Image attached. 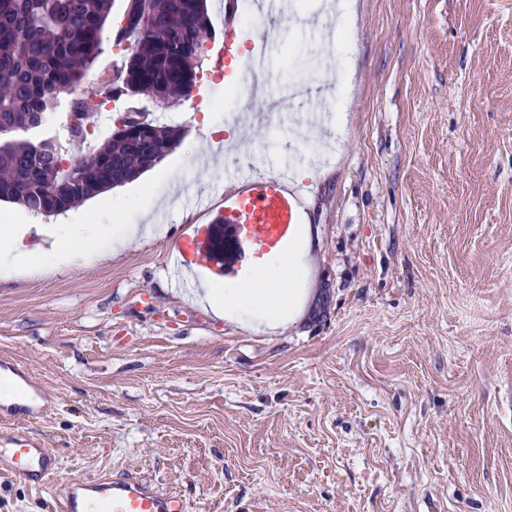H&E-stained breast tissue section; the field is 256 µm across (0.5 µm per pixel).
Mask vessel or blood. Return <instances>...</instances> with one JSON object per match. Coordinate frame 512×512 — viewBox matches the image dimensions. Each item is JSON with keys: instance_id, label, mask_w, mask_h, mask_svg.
Returning a JSON list of instances; mask_svg holds the SVG:
<instances>
[{"instance_id": "b4317fda", "label": "vessel or blood", "mask_w": 512, "mask_h": 512, "mask_svg": "<svg viewBox=\"0 0 512 512\" xmlns=\"http://www.w3.org/2000/svg\"><path fill=\"white\" fill-rule=\"evenodd\" d=\"M303 213L301 194L286 174L240 178L224 195V222L234 229L242 252L237 275L266 254L292 257L302 241ZM58 465L55 449L22 433L0 448V473L25 477L37 488L51 484ZM51 500L56 512H188L182 496L135 476L71 479L55 488Z\"/></svg>"}]
</instances>
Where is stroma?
<instances>
[{
	"label": "stroma",
	"instance_id": "1",
	"mask_svg": "<svg viewBox=\"0 0 512 512\" xmlns=\"http://www.w3.org/2000/svg\"><path fill=\"white\" fill-rule=\"evenodd\" d=\"M331 0L270 18L265 97L224 130L203 107L240 86L216 67L179 107L162 172L114 188L120 221L179 186L161 235L99 240L107 258L0 279V359L51 395L0 433L57 449V481L100 470L179 493L189 512H512V0H354L328 42ZM82 82L120 68L113 27ZM99 112L69 160L135 107ZM237 132L249 151L211 164ZM299 182L303 308L276 332L213 317L173 292L171 254L224 213L241 173ZM0 512H51L47 491L0 476Z\"/></svg>",
	"mask_w": 512,
	"mask_h": 512
}]
</instances>
